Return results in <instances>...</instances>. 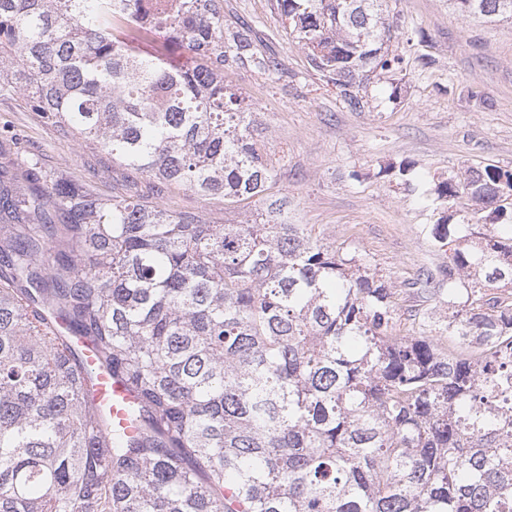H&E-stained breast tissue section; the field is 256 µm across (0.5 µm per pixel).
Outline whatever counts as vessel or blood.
Returning <instances> with one entry per match:
<instances>
[{
  "label": "vessel or blood",
  "mask_w": 512,
  "mask_h": 512,
  "mask_svg": "<svg viewBox=\"0 0 512 512\" xmlns=\"http://www.w3.org/2000/svg\"><path fill=\"white\" fill-rule=\"evenodd\" d=\"M70 343L81 364L91 372V403L106 417L110 427L135 435L137 429L131 419L133 398L121 378L103 362L93 344L85 336L71 335Z\"/></svg>",
  "instance_id": "vessel-or-blood-1"
}]
</instances>
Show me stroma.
<instances>
[{
  "instance_id": "obj_1",
  "label": "stroma",
  "mask_w": 512,
  "mask_h": 512,
  "mask_svg": "<svg viewBox=\"0 0 512 512\" xmlns=\"http://www.w3.org/2000/svg\"><path fill=\"white\" fill-rule=\"evenodd\" d=\"M391 47L404 54L405 71L372 77L353 110L313 70L286 33L275 0H224V24L248 23L259 50L280 62L281 74L248 68L226 71L243 108L258 113L265 152L275 169L268 192L288 200V221L354 254L386 277L399 295L396 331L418 325L407 308L421 306L433 331L448 322V297L419 302L409 295L425 276L441 281L448 255L430 234L440 214L470 224L464 200H438V181L489 164L512 169V24H487L460 15L448 0H387ZM0 128L33 148L43 169L90 185L105 198L135 193L153 205L192 212L208 223H235L219 198L179 186L155 190L145 177L127 183L121 167L94 145L46 123L21 93L0 95ZM408 163L410 189L382 166Z\"/></svg>"
}]
</instances>
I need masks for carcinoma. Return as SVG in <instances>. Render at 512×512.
Listing matches in <instances>:
<instances>
[{"instance_id":"obj_1","label":"carcinoma","mask_w":512,"mask_h":512,"mask_svg":"<svg viewBox=\"0 0 512 512\" xmlns=\"http://www.w3.org/2000/svg\"><path fill=\"white\" fill-rule=\"evenodd\" d=\"M485 23L512 0H448ZM309 65L354 110L403 70L383 0H275ZM278 73L224 0H0V92L155 188L251 201L209 224L0 167V512H512V171L436 186L458 309L441 337L395 332L382 276L287 220L264 127L224 69ZM137 399L107 431L61 325Z\"/></svg>"}]
</instances>
